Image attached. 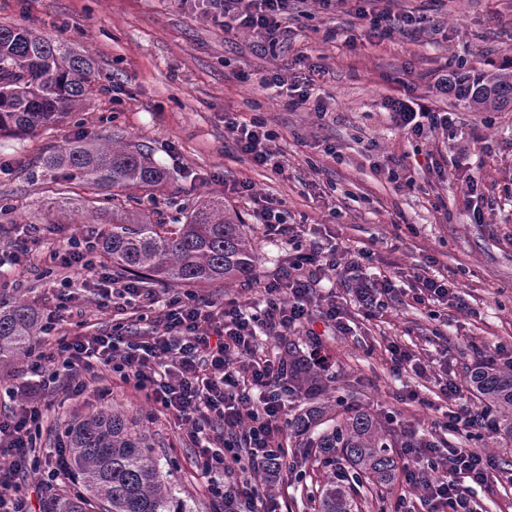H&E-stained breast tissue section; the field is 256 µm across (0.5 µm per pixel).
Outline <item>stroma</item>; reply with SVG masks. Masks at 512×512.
Instances as JSON below:
<instances>
[{
  "label": "stroma",
  "mask_w": 512,
  "mask_h": 512,
  "mask_svg": "<svg viewBox=\"0 0 512 512\" xmlns=\"http://www.w3.org/2000/svg\"><path fill=\"white\" fill-rule=\"evenodd\" d=\"M400 14L413 12L420 24L372 38L358 7ZM0 24H13L64 43L92 60L98 72L84 111L35 136H0V249L24 250L21 272L0 274V299L25 301L42 313L55 310L59 273L49 256L68 238L102 226L103 193L85 178L59 169L35 178L31 172L48 150L78 137H107L148 150L167 173L161 186L129 189L127 207L143 205L153 221L170 223L180 207L219 196L244 223H253L252 206L232 194L234 184L252 185L261 198L279 201L291 224H303L323 246L364 247L372 259L363 277L395 278L398 290L383 316L366 319L335 276L319 292L346 306L352 333L342 336L313 320L282 338L258 335L257 354L273 359L286 345L300 354L320 349L334 381L319 402L361 404L388 419L394 434L414 429L435 433L449 446L462 445L492 456L512 472V443L475 430L470 436L435 429L447 401L439 383L454 370L462 397L480 407L467 384L472 366L507 368L495 346L512 349V106L485 112L452 96H436L439 77L456 72H494L512 56V0H289L287 46L261 49L252 35L224 29L207 0H0ZM309 66H293L296 56ZM289 69L292 80L310 82L327 109L326 118L304 106L289 105L278 89H261L253 78ZM389 98L426 99L439 112L455 115L453 131L439 130L408 142L394 129L383 103ZM261 120L274 134L271 148L282 170L260 167L236 148L225 118ZM335 155H327V147ZM395 158L404 187H396L376 163ZM444 161L452 173L438 183L431 162ZM477 189H470V177ZM492 204L493 221L472 223L474 207ZM429 273L447 278L470 308L431 314L412 299L409 271L426 258ZM72 315L61 329L83 334L109 330L113 321H131L142 300L118 306L98 288L73 275ZM416 352L425 374L393 372L391 344ZM107 398L86 394L53 397L40 444L51 451L62 441L63 423H76L101 409L125 415L158 454L168 482L201 512H219L194 471L192 450L173 419L152 401L122 384L104 380ZM414 392L418 401L407 400ZM289 471L275 482L264 473L254 479L283 498L288 512H312L309 495L317 488L312 460L296 440L288 442ZM424 491L403 480L373 488L359 498V512H394L407 498L425 512Z\"/></svg>",
  "instance_id": "35a3bbf8"
}]
</instances>
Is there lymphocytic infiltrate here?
<instances>
[{
	"mask_svg": "<svg viewBox=\"0 0 512 512\" xmlns=\"http://www.w3.org/2000/svg\"><path fill=\"white\" fill-rule=\"evenodd\" d=\"M211 2L216 17L230 18L236 29L255 35L260 46L273 48L288 38V0ZM386 108L394 128L411 141L452 127L449 113L410 99L388 100ZM224 127L239 151L255 164L281 170L270 147L274 135L264 123L228 119ZM254 218L267 239L292 242L300 237L297 225L286 222L274 199H263ZM96 251L95 239H68L55 258L63 273L62 286H69L68 275L73 272L96 280L103 296L119 300L142 296L140 280L100 275ZM368 257L362 247L326 249L313 240L296 254L280 278L271 281L259 274L250 281L249 291L262 296L261 314L251 313L246 299L217 306L199 303L186 293L167 302L149 332L130 334L116 324L102 334L64 335L52 351H34L29 369L35 382L7 388V396L19 398L20 403L0 414V456L9 460L8 466L0 468V512H29L23 489L31 474L40 473L49 482L68 473L61 462L42 467L37 453L49 392L61 389L79 396L109 373L143 392L185 427L196 468L224 512H281L279 499L261 496L250 477L237 475L244 468L251 474L283 469L287 453L281 437L288 422L287 400L299 394L288 379L287 359L274 363L258 357L257 330L262 327L269 335L280 336L317 317L338 332L348 333L344 308L336 301L315 297L321 276L328 271L347 282L366 317L379 316L396 285L387 276L354 278V271ZM440 391L459 403L458 409L448 412L444 429L495 431L494 412L461 403L462 388L456 381L443 382ZM405 437L406 446L400 451L405 482L422 486L429 505L475 512L472 488L488 483L495 460L468 448L439 445L412 431Z\"/></svg>",
	"mask_w": 512,
	"mask_h": 512,
	"instance_id": "obj_1",
	"label": "lymphocytic infiltrate"
}]
</instances>
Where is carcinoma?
<instances>
[{
  "mask_svg": "<svg viewBox=\"0 0 512 512\" xmlns=\"http://www.w3.org/2000/svg\"><path fill=\"white\" fill-rule=\"evenodd\" d=\"M94 63L69 46L28 29L0 25V135H28L65 122L93 94ZM448 90L474 108L512 103V74L458 76ZM67 168L101 189H151L165 171L141 148L107 139H78L42 159L41 170ZM102 253L120 274L172 285L249 280L257 256L250 225L233 220L224 200L206 198L184 220L155 224L144 211L112 210L99 237ZM41 316L33 305L0 302V364L29 355ZM290 380L315 398L326 387L320 366L300 365ZM479 396L499 408L500 437L512 441V372L478 366L469 373ZM289 427L299 447L314 449L326 468L311 496L314 512H355L367 485L391 484L395 442L378 417L360 406L313 403ZM69 452L85 494L51 495L41 512H199L164 480L146 438L117 412L102 411L70 430Z\"/></svg>",
  "mask_w": 512,
  "mask_h": 512,
  "instance_id": "carcinoma-1",
  "label": "carcinoma"
}]
</instances>
